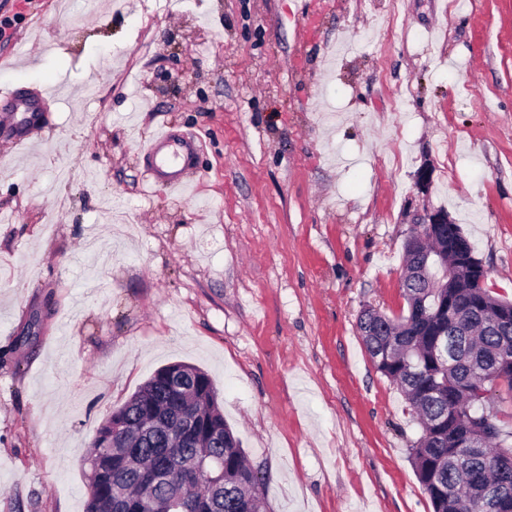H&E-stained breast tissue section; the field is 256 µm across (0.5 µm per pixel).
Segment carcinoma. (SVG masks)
Instances as JSON below:
<instances>
[{
	"label": "carcinoma",
	"mask_w": 512,
	"mask_h": 512,
	"mask_svg": "<svg viewBox=\"0 0 512 512\" xmlns=\"http://www.w3.org/2000/svg\"><path fill=\"white\" fill-rule=\"evenodd\" d=\"M460 233L457 224L437 225L433 238L411 233L403 245L405 271L422 268L424 276L419 284L402 280L407 313L390 317L368 307L358 329L374 367L400 387L419 416L411 463L433 512H512V433L475 410L500 384L512 392V375L501 376L496 366L500 349L512 347V323L489 329L512 301L476 287L470 268L456 264L449 242ZM438 342L453 352V365L435 357ZM190 410L224 431V441L196 447L183 423ZM115 411L124 415L125 430L112 433V417H106L85 457L87 512H140L141 502L152 498L161 503L156 512H168L186 497L199 501L200 512H265L258 472L224 422L204 371L183 362L166 365ZM467 435L482 447H466ZM201 456L224 461V488L214 491L191 476Z\"/></svg>",
	"instance_id": "carcinoma-1"
}]
</instances>
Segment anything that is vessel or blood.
Returning a JSON list of instances; mask_svg holds the SVG:
<instances>
[{
    "instance_id": "1",
    "label": "vessel or blood",
    "mask_w": 512,
    "mask_h": 512,
    "mask_svg": "<svg viewBox=\"0 0 512 512\" xmlns=\"http://www.w3.org/2000/svg\"><path fill=\"white\" fill-rule=\"evenodd\" d=\"M141 156L153 170L154 183L166 189L188 184L194 168L195 143L192 137H178L171 130L153 136Z\"/></svg>"
}]
</instances>
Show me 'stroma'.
Instances as JSON below:
<instances>
[{
    "label": "stroma",
    "mask_w": 512,
    "mask_h": 512,
    "mask_svg": "<svg viewBox=\"0 0 512 512\" xmlns=\"http://www.w3.org/2000/svg\"><path fill=\"white\" fill-rule=\"evenodd\" d=\"M0 12V512H85L98 425L173 362L209 375L269 512H433L357 321L405 311L425 204L512 300V0ZM163 124L197 139L179 196L145 183Z\"/></svg>",
    "instance_id": "stroma-1"
}]
</instances>
